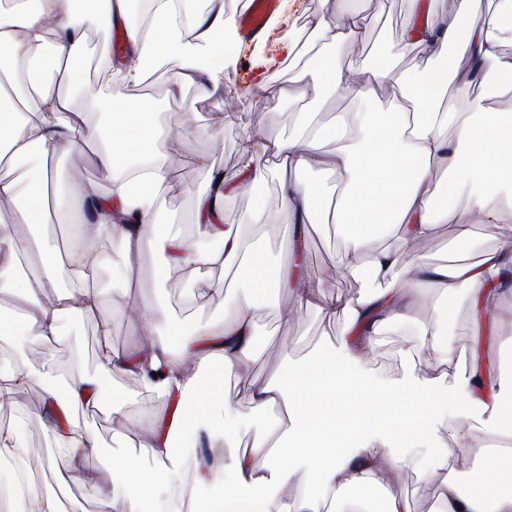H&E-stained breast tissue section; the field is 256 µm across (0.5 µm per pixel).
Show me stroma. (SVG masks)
<instances>
[{"mask_svg": "<svg viewBox=\"0 0 512 512\" xmlns=\"http://www.w3.org/2000/svg\"><path fill=\"white\" fill-rule=\"evenodd\" d=\"M357 6L366 18V27L359 43V64L372 62L382 48L389 50L400 64H408L412 52L402 39L408 23L405 0H358ZM326 8L325 0H293L291 6L280 8L278 24L266 42L267 49H275L278 42L284 39L302 38V27L307 19ZM251 50V44H244L227 63L224 89L219 95L202 98L190 88L183 97L171 98L168 94L169 76L165 73L158 76L157 90L153 95L159 105V121L172 134H186L190 149L209 157L217 167L229 174L235 170L243 139L261 143L294 135L302 114L312 110L320 112L322 118L326 119L338 112L357 109L356 102L336 96L317 105L298 102L281 106L265 99L263 92L253 86L249 72L244 69ZM186 112L193 113L195 117L189 128L182 124V115ZM200 187L201 180L197 175L185 174L171 185L167 194L165 218H177L190 234L196 231L193 202ZM498 210L499 222L475 225L473 235L467 242H456L452 228L446 226L435 238L419 245L417 255L437 263L457 257L476 259L483 250L512 239V207L502 204ZM307 249L309 261L316 269L340 261L347 252L344 240L327 224L310 226ZM199 275V270L190 268H172L161 275L149 263L141 272L139 287L125 293L113 280L111 265H104L98 273L96 286L106 293L112 305L115 334L111 350L120 352L137 342V334L127 326V311L129 304L139 299L161 301L173 315L188 325L210 316L212 310L207 301H193L187 296L189 285ZM287 304L282 290L272 288L257 305L258 355L237 377L225 384L236 410L242 415L250 413L249 404L238 394L242 384L270 377L283 356L304 355L316 343L335 342L346 332L347 322L343 316L327 319L306 308L300 309L292 321H283L282 311ZM415 318L416 325L389 329L372 360V370L382 380L393 383L412 374H430L432 364L426 352L420 348L421 338L418 334L420 325L424 324L435 326L455 347L448 367L449 381L465 380L469 373L465 352L472 341L469 312L460 309L447 318L443 316L441 307L421 306ZM108 351L98 344L95 321L87 318L67 320L63 336L53 344L42 343L25 334L0 343V357L25 362L37 372L34 380L18 394L14 406L0 409V424L43 414L45 395L48 388L58 381L60 371H94L105 361ZM86 425L96 431L101 441L99 453L89 458L86 466L96 470L104 481L109 478L111 457L121 452L139 451L144 441L140 432L123 433L117 415L108 405L87 420ZM27 443L30 448L29 482L32 489L39 491L62 485L72 469L68 458L57 454L50 427L30 429ZM50 456L55 459L53 469L40 468V461ZM398 474L410 496L413 512H432L438 475L428 463L427 450L418 448L406 453Z\"/></svg>", "mask_w": 512, "mask_h": 512, "instance_id": "obj_1", "label": "stroma"}]
</instances>
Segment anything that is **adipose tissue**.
I'll return each instance as SVG.
<instances>
[{"label": "adipose tissue", "mask_w": 512, "mask_h": 512, "mask_svg": "<svg viewBox=\"0 0 512 512\" xmlns=\"http://www.w3.org/2000/svg\"><path fill=\"white\" fill-rule=\"evenodd\" d=\"M157 3L145 29L133 20L130 0H0V158L8 160L0 167V204L9 212L0 224V338L31 333L52 343L64 321L86 316L96 320L109 352L100 371L67 374L50 391L46 409L57 417L52 432L59 451L82 465L85 486H97L84 463L98 453V438L77 429L69 410L102 404L103 376L125 374L154 400L179 395L182 411L154 417L146 439L152 467L134 454L113 459L111 485L100 492L108 512H412L395 479V451L422 447L439 425L449 438L430 451L439 475L434 512H512V382L482 370L463 384H447L453 347L426 326L420 333L432 378L384 384L368 367L387 329L409 320L416 306L454 294L474 310V352L483 355L502 322L499 301L512 297L510 240L474 262L412 256L413 244L436 237L442 226L466 240L474 225L497 223L491 197L512 203V56L502 51L512 43V0H496L486 14L481 0H407L403 40L416 54L405 68L385 50L373 63L358 64L364 18L354 0H329L312 19L313 65L288 82L273 83L272 76L298 57L297 44L285 40L269 51L257 38L250 70L272 98L316 102L335 93L369 101L386 86L394 104L384 117L373 110L340 112L326 122L309 119L294 138L244 141L230 176L171 137L155 121L153 104H132L124 94L174 63L171 97L190 87L203 97L222 89L229 53L224 35L233 26L224 0H205L201 8L193 0ZM117 26L135 62L107 77L114 94L99 131L72 104L73 64L90 28L108 33ZM452 42L459 45L453 63L438 64ZM491 73L507 78L500 109L471 94ZM92 142L109 200L94 197L82 168H71L60 196L83 216L64 254L17 237L15 226L48 221L55 178L47 153L80 154ZM184 171L202 181L194 239L158 222L165 190ZM307 171L319 172L320 180H305ZM271 175L280 183L277 222L288 257L279 270L224 215L227 200L251 194L250 221L259 223L264 203L256 192ZM463 188L468 201L460 207L455 199ZM325 216L350 253L329 269L310 270L300 262L301 240L307 225ZM381 237L395 238L399 248L378 246ZM150 250L159 251L168 268H222L234 287L199 278L198 295L213 300L217 313L192 326L164 307L134 306L131 324L144 341L113 351L112 310L94 285L98 271L119 255L117 275L133 287ZM347 274L369 276L377 287L355 298L330 292L332 281ZM46 285L56 290L49 300L42 296ZM271 288L321 316L343 314L359 332L309 356H285L270 379L243 384L252 414L264 421L250 435L224 395V381L254 358V312ZM459 403L486 415L484 430L449 419V407ZM187 436L196 445L189 487L181 471ZM294 482L298 490L289 491ZM0 493L24 512H84L81 504L64 508L55 492L33 491L14 478Z\"/></svg>", "instance_id": "1"}]
</instances>
